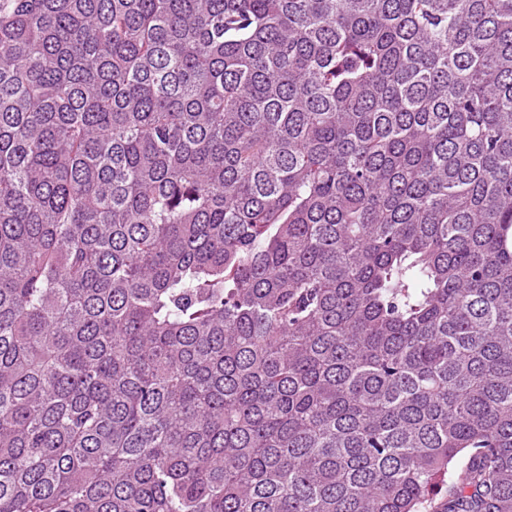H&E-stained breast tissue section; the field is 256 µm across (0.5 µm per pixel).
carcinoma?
<instances>
[{
    "mask_svg": "<svg viewBox=\"0 0 512 512\" xmlns=\"http://www.w3.org/2000/svg\"><path fill=\"white\" fill-rule=\"evenodd\" d=\"M0 512H512V0H0Z\"/></svg>",
    "mask_w": 512,
    "mask_h": 512,
    "instance_id": "carcinoma-1",
    "label": "carcinoma"
}]
</instances>
